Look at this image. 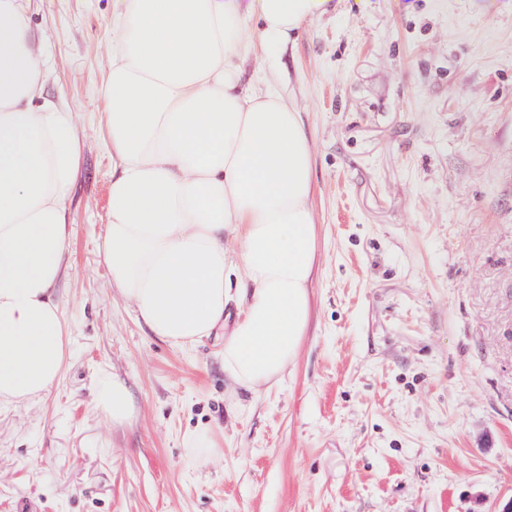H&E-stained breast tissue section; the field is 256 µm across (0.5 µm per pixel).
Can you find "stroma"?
Wrapping results in <instances>:
<instances>
[{
	"instance_id": "1",
	"label": "stroma",
	"mask_w": 512,
	"mask_h": 512,
	"mask_svg": "<svg viewBox=\"0 0 512 512\" xmlns=\"http://www.w3.org/2000/svg\"><path fill=\"white\" fill-rule=\"evenodd\" d=\"M246 83L301 114L319 230L311 318L278 382L175 348L102 254L112 0H28L50 93L84 143L43 399L0 407V512H500L512 499V0H335ZM133 394L93 406L99 369ZM94 408L112 421V425H123L133 412L130 389L126 382L113 372L100 370L93 382Z\"/></svg>"
}]
</instances>
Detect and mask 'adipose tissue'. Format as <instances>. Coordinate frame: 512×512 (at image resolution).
Returning a JSON list of instances; mask_svg holds the SVG:
<instances>
[{"label":"adipose tissue","instance_id":"adipose-tissue-1","mask_svg":"<svg viewBox=\"0 0 512 512\" xmlns=\"http://www.w3.org/2000/svg\"><path fill=\"white\" fill-rule=\"evenodd\" d=\"M334 0H113L121 37L103 84L112 151L103 257L112 285L175 347L222 326L224 372L254 391L299 353L317 226L310 138L281 96L243 83L255 21L270 60ZM23 0H0V405L46 396L72 342L56 287L70 241L66 202L83 146L71 110L45 94ZM241 241L236 258L224 235ZM237 304V315L228 312ZM93 404L133 412L108 370Z\"/></svg>","mask_w":512,"mask_h":512}]
</instances>
